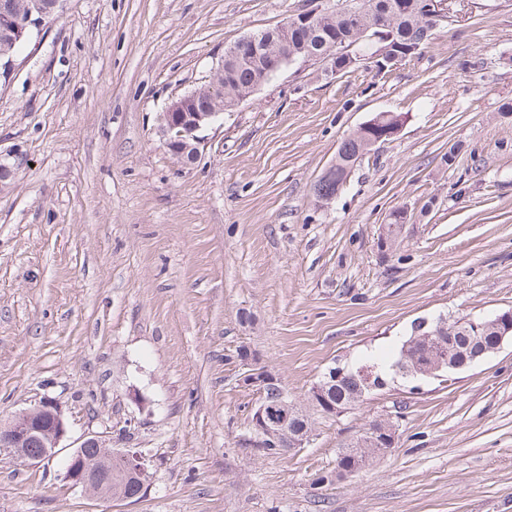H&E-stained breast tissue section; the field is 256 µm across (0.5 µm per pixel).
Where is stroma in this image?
Masks as SVG:
<instances>
[{
	"label": "stroma",
	"mask_w": 512,
	"mask_h": 512,
	"mask_svg": "<svg viewBox=\"0 0 512 512\" xmlns=\"http://www.w3.org/2000/svg\"><path fill=\"white\" fill-rule=\"evenodd\" d=\"M308 7L65 0L0 83V151L24 160L0 187V424L49 397L68 425L48 462L0 449V512H512L511 343L421 393L310 410L305 447L244 445L258 395L240 348L307 407L335 362L397 352L421 318L512 309V0H454L457 22L384 74L288 66L196 161L166 148L169 102ZM380 112L404 115L399 133L318 202L341 140ZM387 415L394 448L319 483ZM90 434L146 454L139 499L65 479Z\"/></svg>",
	"instance_id": "obj_1"
}]
</instances>
